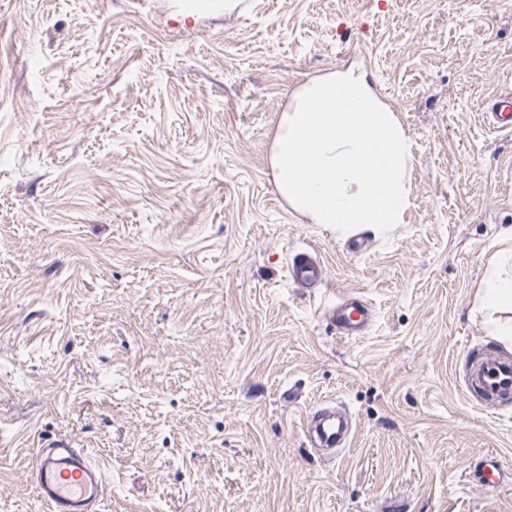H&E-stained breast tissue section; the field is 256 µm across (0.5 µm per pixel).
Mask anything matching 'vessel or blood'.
I'll list each match as a JSON object with an SVG mask.
<instances>
[{"label": "vessel or blood", "instance_id": "obj_1", "mask_svg": "<svg viewBox=\"0 0 512 512\" xmlns=\"http://www.w3.org/2000/svg\"><path fill=\"white\" fill-rule=\"evenodd\" d=\"M288 276L295 287L312 294L329 286L327 267L312 249L293 259ZM324 316L337 335L343 337L363 335L373 322L371 308L354 295L326 307ZM466 382L469 390L488 405L512 396V357L475 356ZM303 430L309 445L332 452L345 448L352 436L346 415L323 408L307 413ZM501 471L497 457L486 456L477 481L486 490H497L503 485ZM33 476L37 496L47 512H96L109 485L107 470L100 461L91 459L84 449L62 445L49 444L37 449Z\"/></svg>", "mask_w": 512, "mask_h": 512}]
</instances>
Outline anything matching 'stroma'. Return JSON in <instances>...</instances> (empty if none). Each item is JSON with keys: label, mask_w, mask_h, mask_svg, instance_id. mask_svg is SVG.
Masks as SVG:
<instances>
[{"label": "stroma", "mask_w": 512, "mask_h": 512, "mask_svg": "<svg viewBox=\"0 0 512 512\" xmlns=\"http://www.w3.org/2000/svg\"><path fill=\"white\" fill-rule=\"evenodd\" d=\"M0 0V512H44L42 443L111 465L98 512H512V356L479 306L512 229V0ZM363 68L415 154L402 224L343 237L275 186L306 81ZM313 247L330 290L293 287ZM360 296L374 322L322 314ZM345 407L321 458L306 411ZM324 317L343 337L361 336L371 327L373 314L366 302L349 295L325 308ZM466 382L469 390L487 405H495L503 396L509 398L512 396V357L475 356L468 368ZM501 471L502 464L497 457L486 455L484 464L479 468L477 482L486 490L495 491L504 485Z\"/></svg>", "instance_id": "obj_1"}]
</instances>
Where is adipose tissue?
Here are the masks:
<instances>
[{
  "mask_svg": "<svg viewBox=\"0 0 512 512\" xmlns=\"http://www.w3.org/2000/svg\"><path fill=\"white\" fill-rule=\"evenodd\" d=\"M411 143L372 81L352 67L310 79L283 112L272 165L279 191L310 223L342 233H386L402 223L412 166ZM512 245L487 263L479 296L492 333L512 341Z\"/></svg>",
  "mask_w": 512,
  "mask_h": 512,
  "instance_id": "adipose-tissue-1",
  "label": "adipose tissue"
}]
</instances>
